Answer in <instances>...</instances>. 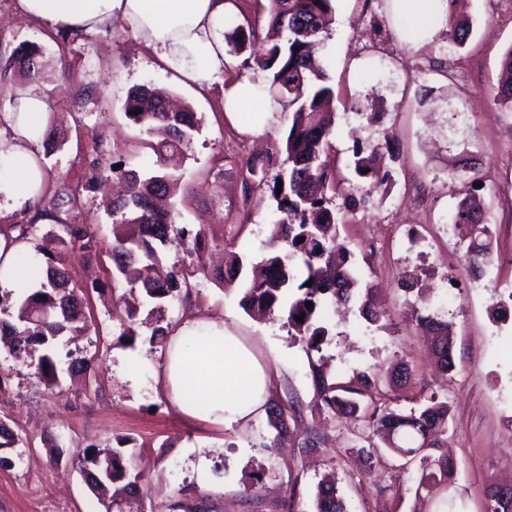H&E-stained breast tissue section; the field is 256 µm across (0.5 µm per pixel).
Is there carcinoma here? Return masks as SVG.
Wrapping results in <instances>:
<instances>
[{"label":"carcinoma","instance_id":"1","mask_svg":"<svg viewBox=\"0 0 512 512\" xmlns=\"http://www.w3.org/2000/svg\"><path fill=\"white\" fill-rule=\"evenodd\" d=\"M448 41L465 45L472 35L468 15L458 9L464 0H449ZM333 0H272L271 20L280 34L278 41L253 53V68L263 74L275 97L288 98V107L294 108L287 136L280 142L274 159L267 166L276 169L272 194L277 210L283 214L273 224L266 242V254L260 265L261 276L247 282L241 306L270 315L285 314L284 325L304 344L307 354H320L331 336V329L314 320L319 308L328 300L340 299L347 303L358 299L359 314L370 325L380 324L385 315L373 303L372 288L360 293L359 280L353 267L352 252L336 238V227L342 223L340 212L360 203L362 183L376 187L387 181L388 172L381 168L384 155L390 153L389 144L377 143L353 152V169L358 182L343 191L330 182L322 160L330 146L329 137L335 113L330 111L334 101L333 88L327 85V60L316 57L323 46L324 36L333 21ZM255 33L232 20L224 22V42L236 53L252 47ZM40 48L19 45L12 54L20 69L28 74L38 70ZM497 96L501 103L512 105V49L505 58L498 79ZM127 117L147 133L160 140L152 150L156 156L154 169L142 177L131 169L124 171L134 191L112 203V216L124 225V235L115 238L107 248L112 261L113 287L124 284L138 290L149 301L162 306L178 295L182 271L162 263L160 251L179 242L202 257L206 240L202 230H193L176 223L174 212L157 205V200L175 194L182 174L180 157L198 127L197 114L189 108L181 111L169 107L167 94L149 86L133 88L126 99ZM282 192H277L278 182ZM344 197L335 203L336 196ZM34 215L25 224H15L19 238L30 239L40 216L57 223L58 232L51 240L61 250L79 248L89 251L96 247L87 224L61 221L56 211L34 205ZM452 223L464 224L470 234L483 238L479 244L466 248L467 272L483 279L494 266L487 239L491 238L483 212L464 196L457 204ZM305 241L298 243V238ZM47 257L45 281L40 289L19 298L12 320L0 321V345L20 357L37 358L36 374L47 388L60 386V375L87 373L91 360L84 356L67 354L62 362L55 356V348L63 336H79L90 324L85 313L83 297L69 286L65 268L56 259ZM244 270L242 257L233 254L225 262L220 281L237 280ZM311 286H306L307 282ZM312 306H306V303ZM304 315V321L296 317ZM419 325L431 336V352L440 367L448 372L455 368L454 339L448 323L431 315H419ZM310 376L317 397L323 407L332 413L354 415L360 403L352 395L367 396L375 388L370 377L360 373L350 384L331 382L321 365L311 361ZM269 426L275 430L269 448H276L290 433L281 403L269 399L266 404ZM371 418L377 428L396 420L403 424L397 437L384 440L386 447L403 454L416 453L425 448L448 447V405L430 397L419 408L402 413L395 409L374 408ZM81 470L91 475L89 487L95 493L105 491L108 485L121 478L129 485L139 484L140 476L119 468L120 454L101 456L88 445L78 456ZM455 462L446 455L422 467L418 488L431 492L448 482L455 472ZM105 512H141L136 497L104 499ZM315 512H346V506L336 484L330 481L317 486Z\"/></svg>","mask_w":512,"mask_h":512}]
</instances>
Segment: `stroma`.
Listing matches in <instances>:
<instances>
[{"instance_id": "35a3bbf8", "label": "stroma", "mask_w": 512, "mask_h": 512, "mask_svg": "<svg viewBox=\"0 0 512 512\" xmlns=\"http://www.w3.org/2000/svg\"><path fill=\"white\" fill-rule=\"evenodd\" d=\"M333 6L326 37L336 94L329 177L338 184L349 178L358 139L389 141L394 160L388 182L339 227L387 326L325 308L320 320L334 338L323 354L333 380L346 383L362 371L375 376L377 404L406 412L432 395L447 403L448 448L430 455L445 452L455 461L444 491L455 512H483L491 487L512 484V316L494 311L500 289L512 286V166L504 158L512 107L495 97L500 63L512 50V11L501 10L498 0H465L473 32L456 49L443 33L415 44L389 32L387 0ZM25 42L40 47L42 66L32 76L8 71L0 80V113L9 111L18 88H28L45 99L65 135L63 149L42 160V204L52 207L61 185H81L78 219L91 225L98 247L88 256L78 249L58 255L82 288L91 320L87 334L63 337L59 348L79 350L94 369L62 376L50 390L34 366L0 349V422L19 438L12 466L0 468V512H104L74 463L90 444L120 447L125 466L141 472L143 512H172L179 501L194 512H315L316 486L327 476L335 478L347 512H435L436 501L418 489L420 455L384 449L372 461L359 457L358 447L378 440L372 425L324 410L302 344L281 321L249 316L240 285L222 287L202 269L230 252L260 261L278 218L267 183L246 177L248 166L263 165L281 142L287 113H272L266 128L254 132L224 112L225 82L258 76L248 53H227L223 74L202 88L119 26L63 41L55 27L20 14L16 0H0V61ZM139 85L164 89L201 119L173 205L178 223L203 229L209 254L201 261L182 247L163 252L165 264L185 273L188 291L184 301L166 304L163 324L173 330L207 314L252 345L270 368V396L300 416L283 447H268L272 431L263 416L232 429L183 416L156 381L165 348L151 342L149 328H140L133 346L119 340L124 305L111 287L106 252L112 216L106 193L87 183L100 163L144 171L154 161L151 137L124 111ZM363 112L376 113L378 123L362 126ZM470 163L489 207L497 258L485 282L466 273L464 242L441 231ZM408 276L422 295L402 290ZM421 313L451 323L455 370L438 369L417 322ZM401 363L414 372L404 387L393 381ZM202 459L204 480L196 470Z\"/></svg>"}]
</instances>
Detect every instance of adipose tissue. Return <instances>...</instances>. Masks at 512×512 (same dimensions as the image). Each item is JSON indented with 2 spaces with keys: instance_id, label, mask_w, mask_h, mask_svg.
Returning a JSON list of instances; mask_svg holds the SVG:
<instances>
[{
  "instance_id": "ef3b65f1",
  "label": "adipose tissue",
  "mask_w": 512,
  "mask_h": 512,
  "mask_svg": "<svg viewBox=\"0 0 512 512\" xmlns=\"http://www.w3.org/2000/svg\"><path fill=\"white\" fill-rule=\"evenodd\" d=\"M17 8L31 20L65 30L120 25L151 46L170 70L200 84L224 71V19L233 11L232 0H17ZM390 10L402 37L414 42L430 40L448 20V0H390ZM282 109L253 81L224 87L227 116L253 112L256 128ZM4 119L11 133L0 138V211L12 213L37 197L38 143L51 112L41 97L22 93ZM41 277L29 244L0 233V287L24 288ZM160 383L178 412L229 429L262 412L271 374L223 323L199 316L170 337Z\"/></svg>"
}]
</instances>
